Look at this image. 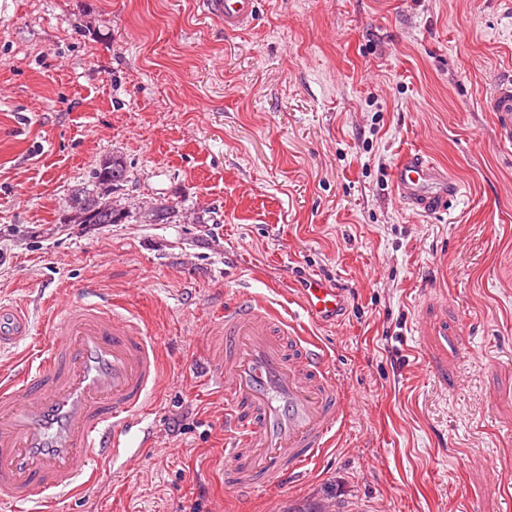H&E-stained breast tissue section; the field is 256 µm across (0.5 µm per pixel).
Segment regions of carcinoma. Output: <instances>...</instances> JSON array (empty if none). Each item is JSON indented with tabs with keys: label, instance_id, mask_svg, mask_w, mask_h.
<instances>
[{
	"label": "carcinoma",
	"instance_id": "1",
	"mask_svg": "<svg viewBox=\"0 0 512 512\" xmlns=\"http://www.w3.org/2000/svg\"><path fill=\"white\" fill-rule=\"evenodd\" d=\"M94 178L104 187L98 194H84L75 198L72 224H121L125 212L113 204L109 195L128 182V170L119 158L106 157L93 171ZM179 210L166 201L155 202L143 209L140 220L144 224H171Z\"/></svg>",
	"mask_w": 512,
	"mask_h": 512
}]
</instances>
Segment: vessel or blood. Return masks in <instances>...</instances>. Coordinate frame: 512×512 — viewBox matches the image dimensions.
Here are the masks:
<instances>
[{
	"mask_svg": "<svg viewBox=\"0 0 512 512\" xmlns=\"http://www.w3.org/2000/svg\"><path fill=\"white\" fill-rule=\"evenodd\" d=\"M207 16L239 33L255 21L257 0H202ZM501 143L512 145V73L500 75L482 100ZM400 203L415 213L449 211L460 182L419 153L393 171ZM300 302L318 322L346 312L341 288L304 280ZM28 333L24 312L0 306V349ZM38 357L21 356L0 374V512H60L94 484L107 464L134 466L125 444L142 431L143 410L164 387L159 348L139 317L122 312L94 286L51 319ZM223 362L202 369L224 392V483L255 489L278 476L302 474L328 448L343 400L326 351L267 304L241 296L226 304Z\"/></svg>",
	"mask_w": 512,
	"mask_h": 512,
	"instance_id": "1",
	"label": "vessel or blood"
}]
</instances>
